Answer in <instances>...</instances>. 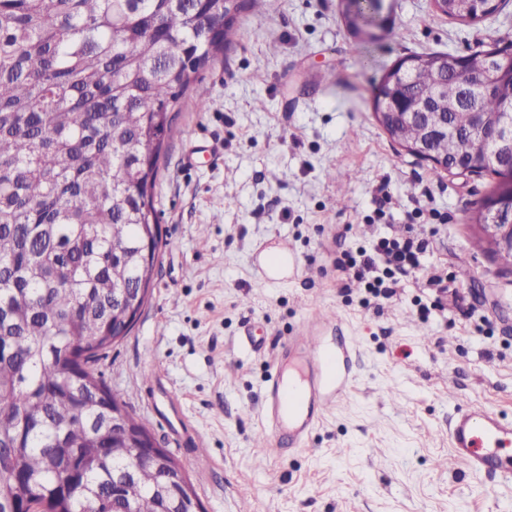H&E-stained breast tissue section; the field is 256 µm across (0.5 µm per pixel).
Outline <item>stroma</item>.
<instances>
[{"mask_svg":"<svg viewBox=\"0 0 512 512\" xmlns=\"http://www.w3.org/2000/svg\"><path fill=\"white\" fill-rule=\"evenodd\" d=\"M384 13L389 30L364 50L340 0L242 13L235 44L202 73L208 107L185 99L172 122L152 295L97 371L180 461L204 512H512V485L472 475L448 447L455 405L512 420V274L468 222L491 180L437 174L373 110L382 76L411 54L512 44V0L477 25L432 0H386ZM389 224L413 225L430 249L378 309L360 285L343 290L336 261ZM282 241L299 275L259 280L255 250ZM436 274L462 303L424 319L415 302L436 298ZM328 313L340 319L331 340L360 343L356 377L306 448L274 456L256 436L275 356ZM249 321L268 337L262 352L241 343Z\"/></svg>","mask_w":512,"mask_h":512,"instance_id":"1","label":"stroma"}]
</instances>
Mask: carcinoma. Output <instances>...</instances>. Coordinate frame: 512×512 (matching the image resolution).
I'll list each match as a JSON object with an SVG mask.
<instances>
[{
    "label": "carcinoma",
    "instance_id": "carcinoma-1",
    "mask_svg": "<svg viewBox=\"0 0 512 512\" xmlns=\"http://www.w3.org/2000/svg\"><path fill=\"white\" fill-rule=\"evenodd\" d=\"M267 0H0V512L23 500L49 512H193L177 465L112 444L121 413L94 365L115 343L129 307L149 300L161 241L156 187L172 113L191 96L208 105L201 72L238 35L237 18ZM476 24L489 0H435ZM377 0L344 5L347 25L369 22ZM462 61L413 54L389 83L397 111L437 88L451 106L432 150L498 172L476 150L472 112L512 106L509 68L492 92L469 97L488 53ZM409 149L416 125L387 128ZM151 240L149 264L140 260Z\"/></svg>",
    "mask_w": 512,
    "mask_h": 512
}]
</instances>
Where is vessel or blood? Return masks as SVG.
<instances>
[{
  "instance_id": "obj_1",
  "label": "vessel or blood",
  "mask_w": 512,
  "mask_h": 512,
  "mask_svg": "<svg viewBox=\"0 0 512 512\" xmlns=\"http://www.w3.org/2000/svg\"><path fill=\"white\" fill-rule=\"evenodd\" d=\"M257 274L280 281L298 271L288 244L273 254L258 255ZM359 353L354 338L330 344L313 329L285 343L265 389L264 410L269 427L268 448L279 452L305 446L314 428L354 379L353 359ZM448 444L453 457L477 476L512 483V420L479 407H456L448 420Z\"/></svg>"
}]
</instances>
